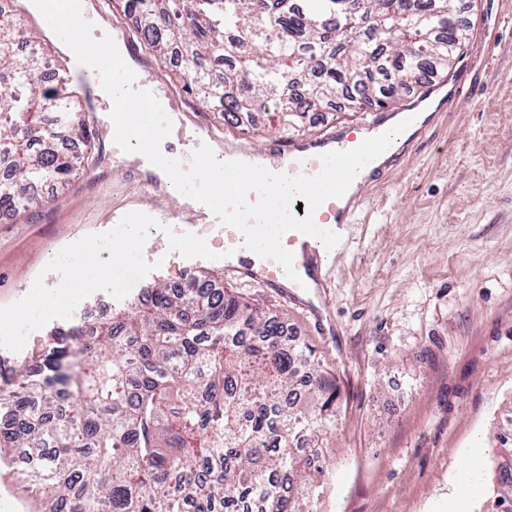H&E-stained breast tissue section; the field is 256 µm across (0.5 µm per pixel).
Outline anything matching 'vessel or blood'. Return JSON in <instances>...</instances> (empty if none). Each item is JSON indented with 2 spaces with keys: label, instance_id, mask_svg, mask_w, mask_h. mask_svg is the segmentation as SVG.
Returning a JSON list of instances; mask_svg holds the SVG:
<instances>
[{
  "label": "vessel or blood",
  "instance_id": "b4317fda",
  "mask_svg": "<svg viewBox=\"0 0 512 512\" xmlns=\"http://www.w3.org/2000/svg\"><path fill=\"white\" fill-rule=\"evenodd\" d=\"M56 77L62 82H72L75 92L83 97L86 116L94 129L96 142L104 144L114 134L115 129L109 110L100 108L92 83L86 79L73 82L71 71L66 67L59 69ZM459 89V81L453 76L430 82L418 92L405 97L396 110L372 113L370 121L364 124L363 129L374 137L397 122L415 116L421 120L418 135H425L430 131L431 125L423 121V114L437 112L441 102L456 96ZM357 145L358 141L351 128L339 127L319 137L270 144L265 153L266 165L275 172L311 176L321 169V154L351 150ZM380 174V168L375 165L365 166L343 197L327 200L317 209L314 215L315 224L341 237L340 243L333 249H325L319 240L297 231H289L283 235V247L294 255L295 277H288L275 260L259 257L244 248L242 233L236 228L225 227L224 247L229 251L224 260L225 278L281 289L285 296L295 302L300 301L303 295L322 287L324 275L331 273L335 261L349 251L348 226L355 222L358 208L365 201L373 180Z\"/></svg>",
  "mask_w": 512,
  "mask_h": 512
}]
</instances>
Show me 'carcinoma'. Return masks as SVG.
<instances>
[{
  "mask_svg": "<svg viewBox=\"0 0 512 512\" xmlns=\"http://www.w3.org/2000/svg\"><path fill=\"white\" fill-rule=\"evenodd\" d=\"M165 59L180 51L183 90L224 122L266 113L290 141L307 112L346 90L358 109L401 101L448 73L469 39L456 0H121ZM21 23L0 12V206L63 185L85 156L54 150L56 118L82 111L45 58L16 52ZM193 274L148 305L99 325L77 321L36 344L0 388V449L27 448L24 483L38 512H320V449L341 408L335 365L289 317ZM499 444L486 512H512V431Z\"/></svg>",
  "mask_w": 512,
  "mask_h": 512,
  "instance_id": "1",
  "label": "carcinoma"
}]
</instances>
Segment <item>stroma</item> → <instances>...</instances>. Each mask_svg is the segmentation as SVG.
<instances>
[{
    "mask_svg": "<svg viewBox=\"0 0 512 512\" xmlns=\"http://www.w3.org/2000/svg\"><path fill=\"white\" fill-rule=\"evenodd\" d=\"M464 55L482 60L469 81L478 98L449 103L434 132L374 187L352 228V246L326 280L336 335L321 343L336 366L343 408L329 457L324 512H474L491 453L490 429L512 403V0H462ZM494 46L484 53V34ZM186 128L165 151L189 158L192 127L208 109L178 92ZM133 155L110 148L42 204L0 217V306L27 295L66 245L113 227L149 191ZM182 211L176 188L153 191ZM144 255L157 269L140 288L190 271L221 275L220 260L170 251L151 230ZM221 288L312 330L305 309L253 285Z\"/></svg>",
    "mask_w": 512,
    "mask_h": 512,
    "instance_id": "35a3bbf8",
    "label": "stroma"
}]
</instances>
